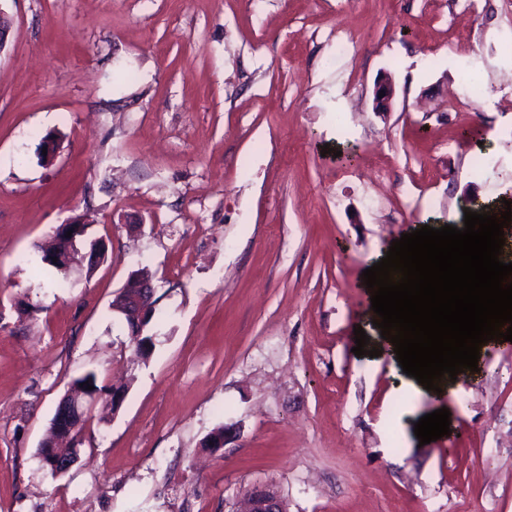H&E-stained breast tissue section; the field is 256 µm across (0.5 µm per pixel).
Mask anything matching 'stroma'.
Masks as SVG:
<instances>
[{
  "mask_svg": "<svg viewBox=\"0 0 512 512\" xmlns=\"http://www.w3.org/2000/svg\"><path fill=\"white\" fill-rule=\"evenodd\" d=\"M0 10V512H235L261 484L288 512H512V348L457 374L451 433L426 445L435 402L353 352L358 328L380 345L362 273L392 240L462 226L472 196L506 209L512 0ZM78 218L80 250L108 246L94 270L22 263ZM141 269L145 360L112 309ZM88 372L84 451L55 478L38 448Z\"/></svg>",
  "mask_w": 512,
  "mask_h": 512,
  "instance_id": "obj_1",
  "label": "stroma"
}]
</instances>
